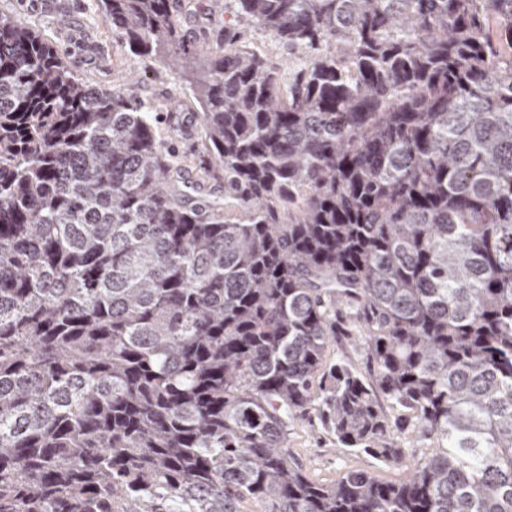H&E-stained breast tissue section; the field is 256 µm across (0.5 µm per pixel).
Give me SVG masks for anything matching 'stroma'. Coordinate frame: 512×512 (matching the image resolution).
I'll list each match as a JSON object with an SVG mask.
<instances>
[{
    "mask_svg": "<svg viewBox=\"0 0 512 512\" xmlns=\"http://www.w3.org/2000/svg\"><path fill=\"white\" fill-rule=\"evenodd\" d=\"M179 2L181 33L185 42L197 46L212 36L217 21L231 19L235 11L232 0ZM0 13L16 15L33 28L87 85L108 89L115 79L135 80L142 98L156 112V135L167 143L172 162L184 169L186 180L198 182L197 196L235 214V201L225 192L223 178L198 179L200 167L208 161L196 124L200 108L192 94L203 65L200 56L164 60L113 48L112 29L104 21L99 0H0ZM288 449L309 479L319 484L335 483L352 469L372 471L388 482L405 476L402 464L380 462L360 448L339 447L313 413L294 422Z\"/></svg>",
    "mask_w": 512,
    "mask_h": 512,
    "instance_id": "obj_1",
    "label": "stroma"
}]
</instances>
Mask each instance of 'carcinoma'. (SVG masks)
<instances>
[{"instance_id": "1", "label": "carcinoma", "mask_w": 512, "mask_h": 512, "mask_svg": "<svg viewBox=\"0 0 512 512\" xmlns=\"http://www.w3.org/2000/svg\"><path fill=\"white\" fill-rule=\"evenodd\" d=\"M101 3L116 48L186 51L175 0ZM235 8L195 85L233 219L177 190L135 82L0 15V512H512V0ZM343 334L368 374L324 363ZM310 409L387 461L437 446L319 485ZM237 28L243 44L258 50L268 59L271 65L278 67L284 81L288 83V59L296 61L288 54V47L278 43L267 32H263L244 22H240Z\"/></svg>"}]
</instances>
